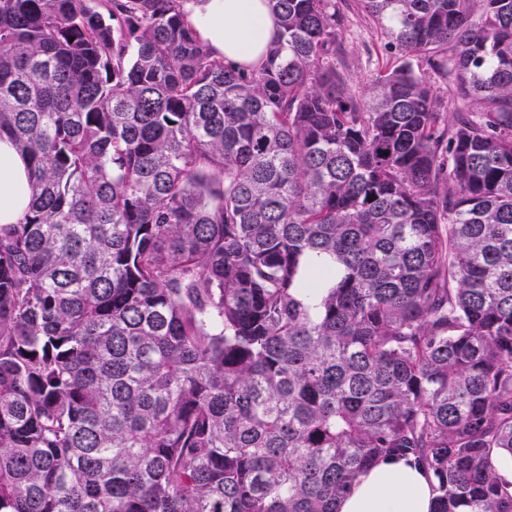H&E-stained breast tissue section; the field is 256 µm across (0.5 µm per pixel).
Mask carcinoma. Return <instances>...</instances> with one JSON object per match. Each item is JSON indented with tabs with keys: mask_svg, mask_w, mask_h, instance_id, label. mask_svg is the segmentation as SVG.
Returning a JSON list of instances; mask_svg holds the SVG:
<instances>
[{
	"mask_svg": "<svg viewBox=\"0 0 512 512\" xmlns=\"http://www.w3.org/2000/svg\"><path fill=\"white\" fill-rule=\"evenodd\" d=\"M186 2L0 0V512H337L386 456L512 512V0H356L364 92L336 0L254 68ZM337 5L344 17L336 37V70L348 75L357 90H363L378 72L393 62L392 53L385 48L384 40L372 24L355 8L353 0H338ZM30 199L28 160L7 137L0 138V225L16 224Z\"/></svg>",
	"mask_w": 512,
	"mask_h": 512,
	"instance_id": "cac0c4a2",
	"label": "carcinoma"
}]
</instances>
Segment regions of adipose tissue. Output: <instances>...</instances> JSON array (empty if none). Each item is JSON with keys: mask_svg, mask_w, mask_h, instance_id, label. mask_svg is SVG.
<instances>
[{"mask_svg": "<svg viewBox=\"0 0 512 512\" xmlns=\"http://www.w3.org/2000/svg\"><path fill=\"white\" fill-rule=\"evenodd\" d=\"M188 20L213 57L255 67L277 37L267 0H189ZM30 199L28 161L14 143L0 138V225L14 224ZM434 481L403 457L385 458L368 468L338 512H433Z\"/></svg>", "mask_w": 512, "mask_h": 512, "instance_id": "1", "label": "adipose tissue"}]
</instances>
